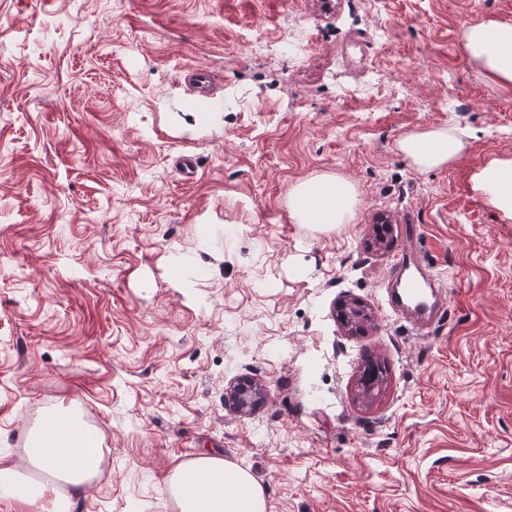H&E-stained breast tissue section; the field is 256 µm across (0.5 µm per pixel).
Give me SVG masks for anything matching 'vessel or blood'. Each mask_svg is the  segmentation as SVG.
Returning a JSON list of instances; mask_svg holds the SVG:
<instances>
[{"label":"vessel or blood","mask_w":512,"mask_h":512,"mask_svg":"<svg viewBox=\"0 0 512 512\" xmlns=\"http://www.w3.org/2000/svg\"><path fill=\"white\" fill-rule=\"evenodd\" d=\"M393 269V291L387 301L390 310L418 325L432 321L441 311L439 285L419 259L416 231H405Z\"/></svg>","instance_id":"1"}]
</instances>
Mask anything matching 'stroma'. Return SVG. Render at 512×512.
Returning a JSON list of instances; mask_svg holds the SVG:
<instances>
[{"label": "stroma", "instance_id": "stroma-1", "mask_svg": "<svg viewBox=\"0 0 512 512\" xmlns=\"http://www.w3.org/2000/svg\"><path fill=\"white\" fill-rule=\"evenodd\" d=\"M487 19L512 0H0V455L74 406L110 460L72 512H178L172 469L209 453L267 512H512V213L479 177L512 161V85L461 43ZM448 126L445 166L398 148ZM323 179L347 223L295 217ZM409 224L427 327L386 306ZM261 395V389L257 386L250 385V388H245L244 385L235 386L230 394L232 411L238 415L248 414L257 397Z\"/></svg>", "mask_w": 512, "mask_h": 512}]
</instances>
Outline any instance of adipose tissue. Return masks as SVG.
Returning <instances> with one entry per match:
<instances>
[{
    "label": "adipose tissue",
    "mask_w": 512,
    "mask_h": 512,
    "mask_svg": "<svg viewBox=\"0 0 512 512\" xmlns=\"http://www.w3.org/2000/svg\"><path fill=\"white\" fill-rule=\"evenodd\" d=\"M462 42L469 56L495 80L512 84V23L489 19L464 29ZM399 148L421 170L446 165L463 149L462 135L451 128L405 135ZM351 187L340 180L305 182L293 191L297 213L317 224L346 223L352 201ZM28 460L80 493L96 476L99 453L87 431H32L26 448ZM77 462L66 465L65 460ZM166 490L180 512H266L260 487L248 470L225 462L223 456L201 455L178 463L169 475ZM0 497L32 512L49 499L51 512H69L70 499L56 493L53 484L31 488L22 478L19 464L0 457Z\"/></svg>",
    "instance_id": "ef3b65f1"
}]
</instances>
